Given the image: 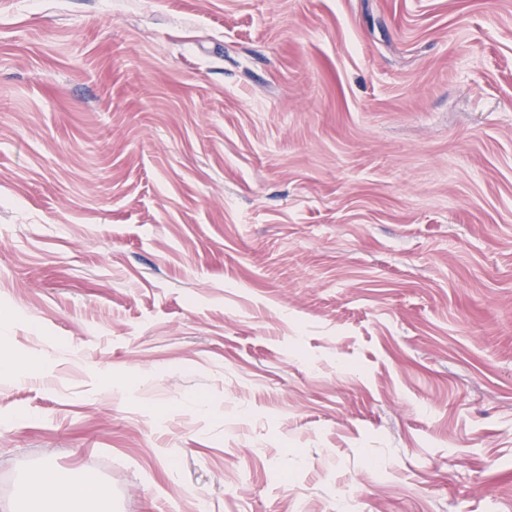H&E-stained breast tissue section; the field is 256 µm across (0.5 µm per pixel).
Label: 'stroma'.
<instances>
[{"instance_id": "1", "label": "stroma", "mask_w": 512, "mask_h": 512, "mask_svg": "<svg viewBox=\"0 0 512 512\" xmlns=\"http://www.w3.org/2000/svg\"><path fill=\"white\" fill-rule=\"evenodd\" d=\"M1 307L0 483L512 512V0H0Z\"/></svg>"}]
</instances>
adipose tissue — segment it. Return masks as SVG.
I'll list each match as a JSON object with an SVG mask.
<instances>
[{
	"instance_id": "1",
	"label": "adipose tissue",
	"mask_w": 512,
	"mask_h": 512,
	"mask_svg": "<svg viewBox=\"0 0 512 512\" xmlns=\"http://www.w3.org/2000/svg\"><path fill=\"white\" fill-rule=\"evenodd\" d=\"M109 498V490L98 480L76 478L45 463L26 475L14 501L0 506V512H17L22 503L29 505L33 512H70L74 507L102 505Z\"/></svg>"
}]
</instances>
